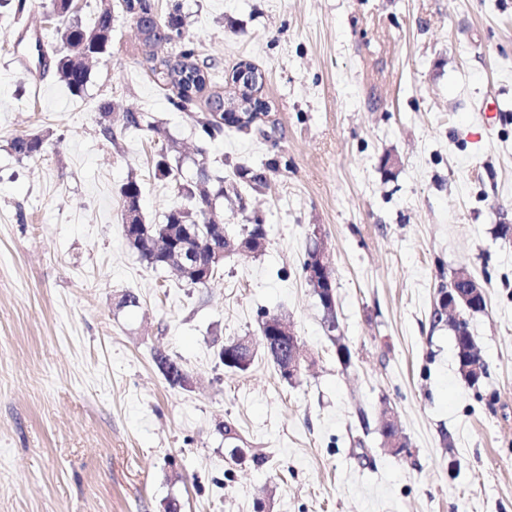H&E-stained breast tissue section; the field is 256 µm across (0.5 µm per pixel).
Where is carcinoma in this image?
Segmentation results:
<instances>
[{"label":"carcinoma","instance_id":"obj_1","mask_svg":"<svg viewBox=\"0 0 512 512\" xmlns=\"http://www.w3.org/2000/svg\"><path fill=\"white\" fill-rule=\"evenodd\" d=\"M140 5V21H148L154 26L156 38L172 49V55L156 61V53L142 50L143 59L151 64L154 82L160 87L171 86L175 89L173 105L183 109L195 98L206 96L207 109L196 117V125L202 139H213L224 132V126L215 113L224 111V93L217 90L213 69L215 63L200 55L197 45L184 32L181 3L174 0L167 16L152 19L155 13L154 0H119V13L126 14L131 3ZM115 21L111 7L101 9L88 25L77 19H70L60 30L63 50L54 57V71L71 94H82L90 79L88 61L104 58L112 54V31ZM41 135L38 133L16 136L10 141L12 153L19 159L36 160L44 150L40 148ZM179 160L172 159L168 151H163L155 161L154 176L158 179L174 178L179 174ZM266 181V175L246 165L234 167L233 179L229 185L217 179L212 185L211 176L204 160L197 162L196 177L180 185L179 191L188 201L186 209L174 207L165 216L162 224H146L138 233L135 242L128 248L136 252L147 265L162 267L155 259V249L162 241L160 231L171 228L173 224H213L214 211L211 202L229 195L240 198L238 187L246 186L258 189Z\"/></svg>","mask_w":512,"mask_h":512}]
</instances>
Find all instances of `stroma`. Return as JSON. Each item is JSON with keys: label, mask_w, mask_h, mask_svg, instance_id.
Instances as JSON below:
<instances>
[{"label": "stroma", "mask_w": 512, "mask_h": 512, "mask_svg": "<svg viewBox=\"0 0 512 512\" xmlns=\"http://www.w3.org/2000/svg\"><path fill=\"white\" fill-rule=\"evenodd\" d=\"M181 2L221 72L264 71L272 140L228 128L201 143L202 100L172 105L124 17L72 95L53 67L60 18L0 8V512H512V0ZM126 111L155 130L125 128ZM33 132L43 156L18 159L10 140ZM172 145L187 175L200 146L221 176L273 166L216 203L235 235L261 217L264 249L205 287L125 244L127 180L146 223L184 202L153 175ZM317 225L347 366L302 272ZM460 269L486 296L465 315L486 366L473 385L432 319ZM129 291L138 306H120ZM266 314L300 339L293 382L265 353L244 372L218 357ZM159 351L192 388L166 381ZM387 408L406 455L384 449Z\"/></svg>", "instance_id": "stroma-1"}]
</instances>
